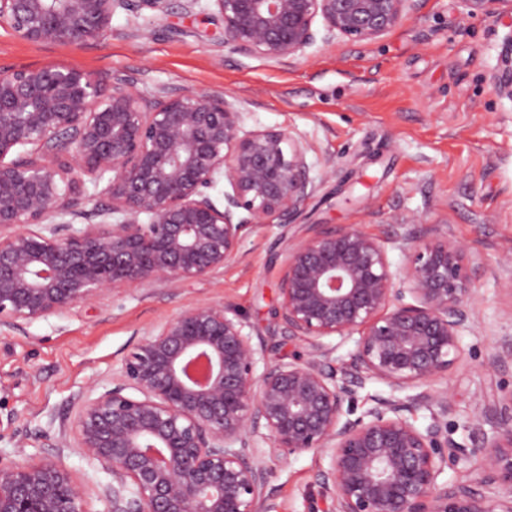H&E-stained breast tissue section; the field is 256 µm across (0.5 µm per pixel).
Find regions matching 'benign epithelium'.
<instances>
[{
  "label": "benign epithelium",
  "mask_w": 512,
  "mask_h": 512,
  "mask_svg": "<svg viewBox=\"0 0 512 512\" xmlns=\"http://www.w3.org/2000/svg\"><path fill=\"white\" fill-rule=\"evenodd\" d=\"M166 0H0V24L35 44H79L112 29L120 10ZM224 46L292 63L317 39L377 42L418 0H210ZM459 22L512 17V0H459ZM512 102V24L490 74ZM308 147L283 128H243L229 94L163 86L143 94L122 73L67 67L0 74V329L94 306L115 292L175 291L235 258L245 232L286 224L313 193ZM108 178L96 224L85 219L83 177ZM230 190L217 205L220 181ZM71 220H65V217ZM407 260L392 270L385 243L355 224H315L283 252L278 327L307 356L266 365L265 339L237 314L201 302L149 330L112 382L73 398L36 462L0 456V512H92L62 462L80 448L112 474L103 512H275L258 449L328 456L317 482L331 512H512V390L475 426L481 458L466 477L438 482L470 457L448 437L451 391L437 383L463 357L460 337L477 301L480 257L434 233L400 236ZM352 339L341 372L324 339ZM512 364L505 338L489 359ZM371 380L405 400L375 396L353 419ZM424 407L417 428L405 413Z\"/></svg>",
  "instance_id": "benign-epithelium-1"
}]
</instances>
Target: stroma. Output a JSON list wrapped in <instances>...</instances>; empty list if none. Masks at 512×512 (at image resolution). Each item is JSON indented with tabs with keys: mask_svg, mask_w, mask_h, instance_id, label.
I'll return each instance as SVG.
<instances>
[{
	"mask_svg": "<svg viewBox=\"0 0 512 512\" xmlns=\"http://www.w3.org/2000/svg\"><path fill=\"white\" fill-rule=\"evenodd\" d=\"M210 0L183 12H117L110 32L82 44L38 45L0 26V72L57 65L94 77L120 72L139 91L163 85L229 93L244 127L285 128L308 147L314 191L288 223L249 229L238 256L220 273L176 291L142 288L108 296L95 310L77 308L0 333V454L38 460L44 436L69 416L72 399L106 385L126 351L153 325L194 304L215 301L242 316L268 342L266 364L306 351L276 329L280 264L288 239L310 224H357L389 243L393 267L405 262L396 236L447 233L470 244L483 268L465 353L448 373L454 410L448 435L468 450L493 395L512 389V367L491 370L489 355L512 336V295L501 288L512 266V102L498 98L488 78L497 66L502 25L458 22L457 0H418L417 10L382 40L358 45L316 42L293 64L246 58L224 46ZM146 31L132 39L133 26ZM27 438L24 452L15 443ZM260 450L269 466L268 493L280 512H327L330 498L316 481L324 454L287 458ZM64 465L94 494L111 482L77 448Z\"/></svg>",
	"mask_w": 512,
	"mask_h": 512,
	"instance_id": "1",
	"label": "stroma"
}]
</instances>
